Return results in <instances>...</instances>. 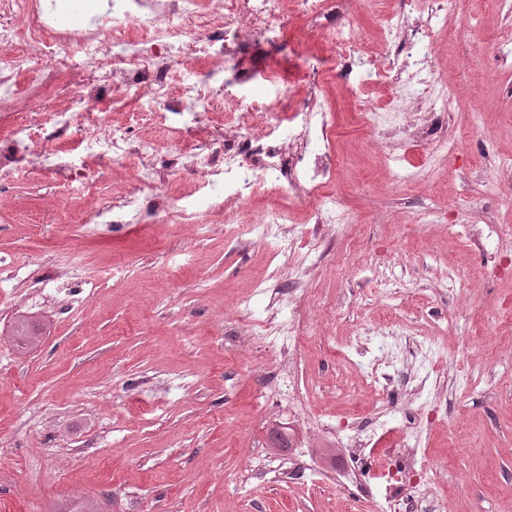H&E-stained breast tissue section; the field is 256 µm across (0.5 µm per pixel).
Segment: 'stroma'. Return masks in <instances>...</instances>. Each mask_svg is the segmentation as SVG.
Returning a JSON list of instances; mask_svg holds the SVG:
<instances>
[{
    "mask_svg": "<svg viewBox=\"0 0 512 512\" xmlns=\"http://www.w3.org/2000/svg\"><path fill=\"white\" fill-rule=\"evenodd\" d=\"M399 0H363L359 7L366 56L384 51L385 11ZM459 16L477 27L474 38H432L429 50L448 87L459 88L448 122L464 139L454 163L470 169L436 193L418 177L422 144L397 150L394 161L369 148L357 124V100L383 102L373 81L360 89L328 79L323 96L334 111L339 158L336 186L356 215L349 246L328 251L317 270L293 283L292 261L256 242L235 246L225 212L239 220L276 200L293 221L305 220L307 202L260 183L246 203L210 209L208 190L191 164L168 165L171 147L194 143L188 114L167 112L149 98L129 95L112 115L132 139L157 143L148 167L110 158L69 155L72 170L99 173L93 188L68 180L57 160L31 153L0 184V512H61L74 494L103 512H371L366 501L315 484L316 456L289 478H253L270 455L268 436L291 423L287 396L267 393L269 374L284 358L282 337L259 336L239 347L234 336L243 306L287 326L296 304L308 312L311 347L297 384L312 410L350 420L368 406L361 392L347 401L355 371L336 365L339 334L363 326L406 324L429 336L440 318L457 313L449 341L476 375L495 374L492 395L448 386L452 411L431 432L427 475L437 483L447 512H512V281L488 280L480 254L461 240L466 217H483L504 231L490 250L512 259V205L486 193L472 171L512 155V69L495 64L493 51L512 17L492 0H460ZM328 48L293 14L275 39H245L236 69L186 65L183 77L201 97L220 102L225 91L252 95L272 71L279 87L302 92L307 64ZM250 74L238 85L237 72ZM108 69L71 71L31 103L34 119L72 101L85 86H102ZM142 193L130 224H89L86 213ZM445 196L442 223L416 215ZM170 200L198 213L188 224L160 207ZM454 233H446V225ZM459 266L472 293L456 299L441 282ZM379 268L394 275L403 296L388 302L358 288L348 291L338 271ZM40 325L37 345L23 349L18 322Z\"/></svg>",
    "mask_w": 512,
    "mask_h": 512,
    "instance_id": "1",
    "label": "stroma"
}]
</instances>
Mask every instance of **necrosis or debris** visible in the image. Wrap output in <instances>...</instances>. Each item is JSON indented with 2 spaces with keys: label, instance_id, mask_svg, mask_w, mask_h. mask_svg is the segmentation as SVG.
Returning a JSON list of instances; mask_svg holds the SVG:
<instances>
[{
  "label": "necrosis or debris",
  "instance_id": "obj_1",
  "mask_svg": "<svg viewBox=\"0 0 512 512\" xmlns=\"http://www.w3.org/2000/svg\"><path fill=\"white\" fill-rule=\"evenodd\" d=\"M457 4L429 0L420 9L413 0H404L389 13L383 54L368 58L357 0H108L106 6L88 9L85 23L78 26L69 23L65 0H0V12L13 18L0 26V111L24 117L38 88L22 85L19 79L35 62L44 63L48 80L55 81L71 68L108 59L113 108H122L126 90L136 88L148 91L164 111L210 116L195 86L177 85L181 68H208L219 60L232 63L227 44L286 27L288 8L296 6L329 47L332 71L310 65L298 106L288 107L279 98L252 105L242 113L239 131L208 133L196 145L192 163L204 177L223 166L224 192L237 200L250 195L260 176L284 186L290 197L312 201L308 221L313 229L308 233L284 234L286 219L275 204L247 225L249 233L292 256L293 272L301 278L313 254L328 244H340V231L355 220L333 186L335 120L322 96L328 76L351 87L375 77L387 81L392 95L388 108L360 101L361 125L376 139L423 142L425 177H460V170L449 165L455 147L448 137V90L425 44L442 28L456 37L471 34L466 23H447ZM99 95L98 87L86 88L57 110L50 134L28 133L31 147L59 159L75 150L88 157L109 152L117 162L156 153L155 145L131 140L125 127L108 121L100 124L98 133L75 136V127ZM314 142L319 152H312ZM454 328L449 319L440 324L439 335L421 340L408 335L400 341L395 332L381 329L337 343L340 356L368 357L365 377L379 396L367 413L346 425L312 415L296 383H289L293 413L310 427L331 433L335 447L345 451L343 464L317 472V479H329L339 491L368 496L374 512H444L437 494L425 484L427 461L419 447L428 428L448 418L447 401L431 395L430 389L438 382V362L452 353L444 336Z\"/></svg>",
  "mask_w": 512,
  "mask_h": 512
}]
</instances>
